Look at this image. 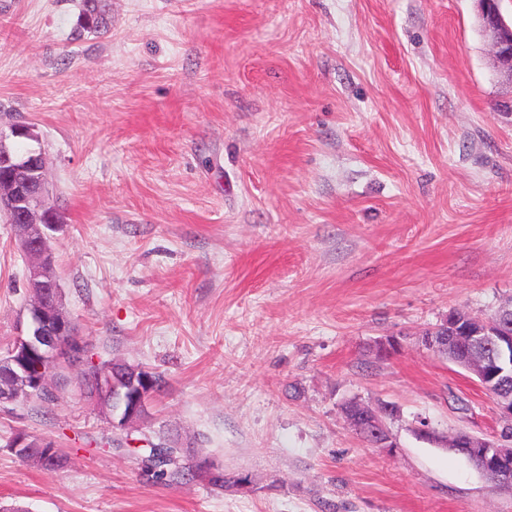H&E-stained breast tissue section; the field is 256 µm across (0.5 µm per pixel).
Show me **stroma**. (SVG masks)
Returning a JSON list of instances; mask_svg holds the SVG:
<instances>
[{"instance_id": "stroma-1", "label": "stroma", "mask_w": 512, "mask_h": 512, "mask_svg": "<svg viewBox=\"0 0 512 512\" xmlns=\"http://www.w3.org/2000/svg\"><path fill=\"white\" fill-rule=\"evenodd\" d=\"M0 0V128H37L65 228L63 303L103 360L161 373L156 423L246 492L141 475L74 388L0 411V507L22 512H512L463 456L500 411L419 334L512 300V83L474 0ZM25 259L0 222V342ZM394 336L384 358L372 347ZM392 403L386 455L345 423ZM66 456L17 457L16 432ZM78 27L71 34V42H79L88 37H101L107 34L111 0H80Z\"/></svg>"}]
</instances>
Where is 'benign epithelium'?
<instances>
[{"label": "benign epithelium", "instance_id": "benign-epithelium-1", "mask_svg": "<svg viewBox=\"0 0 512 512\" xmlns=\"http://www.w3.org/2000/svg\"><path fill=\"white\" fill-rule=\"evenodd\" d=\"M478 25L491 41L493 65L512 81V22L505 19L498 0H475ZM16 137L39 142L30 124L0 131V211L7 214L26 261L28 316L26 330L15 336V343L0 356V407L25 404L36 394L51 389L52 381L32 373L31 361L59 362L64 357L62 338L71 334L72 321L61 302L60 284L55 272L49 242L60 231V224L41 223L51 200L43 172L44 152L33 148L24 155L11 149ZM418 341L425 348L448 357L453 364L474 375L481 388L496 400L506 421L512 423V393H507L505 370L512 371V303L495 315L474 319L450 312L440 325L422 332ZM76 365L92 368L93 388L89 401L112 428L127 429L148 413L153 378L140 367L124 361L103 363L80 350ZM340 412L346 423L372 445L393 452L396 443L389 431L397 407L368 404L358 398L345 400ZM417 435L446 449L456 450L474 461L479 471L500 484L512 487V442H490L468 432L437 433L421 420ZM14 451L26 461L46 465L55 450L43 442L21 436L13 442Z\"/></svg>", "mask_w": 512, "mask_h": 512}]
</instances>
